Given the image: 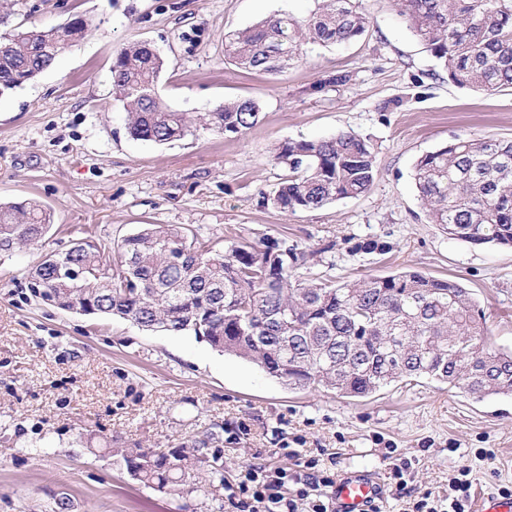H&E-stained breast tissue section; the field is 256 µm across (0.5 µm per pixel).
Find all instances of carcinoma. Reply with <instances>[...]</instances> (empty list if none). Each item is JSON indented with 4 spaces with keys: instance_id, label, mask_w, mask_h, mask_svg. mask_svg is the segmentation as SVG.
I'll use <instances>...</instances> for the list:
<instances>
[{
    "instance_id": "obj_1",
    "label": "carcinoma",
    "mask_w": 512,
    "mask_h": 512,
    "mask_svg": "<svg viewBox=\"0 0 512 512\" xmlns=\"http://www.w3.org/2000/svg\"><path fill=\"white\" fill-rule=\"evenodd\" d=\"M309 17L272 15L227 34L235 63L275 74L307 44L340 45L363 36L359 0H315ZM404 24L459 87L488 93L512 88V0H393ZM75 16L49 29H9L0 13V98L49 69L88 30ZM164 60L141 42L112 63V90L136 140L158 145L184 137L192 121L157 92ZM259 120L252 100L227 103L208 125L238 137ZM278 159L292 175L263 207L319 209L367 192L375 157L352 133L284 143ZM415 186L432 223L474 245L512 244V141L456 138L422 156ZM50 214L37 202L0 203V255L39 242ZM307 254L283 240L220 248L174 224H142L116 244L115 257L81 239L46 254L30 272L31 295L63 311L115 316L147 331L191 332L215 349L252 361L292 389L320 385L363 398L407 380L429 379L477 400L512 393V351L497 348L472 293L458 282L404 270L352 281L313 282L300 269ZM82 270L77 280L61 266ZM209 440L173 449L118 448L129 475L180 495L206 474L224 481V462Z\"/></svg>"
}]
</instances>
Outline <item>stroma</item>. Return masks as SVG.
<instances>
[{
    "label": "stroma",
    "mask_w": 512,
    "mask_h": 512,
    "mask_svg": "<svg viewBox=\"0 0 512 512\" xmlns=\"http://www.w3.org/2000/svg\"><path fill=\"white\" fill-rule=\"evenodd\" d=\"M362 38L311 45L277 74L242 69L224 37L279 12L307 17L314 0H7L11 23L48 29L75 15L91 27L35 80L0 99V200H39L53 225L0 257V512H238L248 468L313 459L334 476L368 472L387 491L394 458L412 462L413 496L445 495L470 467L468 512L512 485V395L473 399L421 379L360 399L293 390L254 363L191 333L145 331L119 318L37 302L28 272L92 231L116 245L138 225L181 224L219 241L285 239L309 256L306 278L350 280L405 268L454 278L478 301L497 347L512 348V247L449 238L415 188L418 159L456 137L512 140V91L460 88L399 21L390 0H361ZM147 42L165 60L159 93L195 123L183 139H133L112 93L117 53ZM250 99L257 124L240 137L202 126L224 102ZM376 157L366 193L315 210L260 204L288 175L290 140L339 133ZM376 241L386 253L360 251ZM218 433L223 482L197 479L165 495L132 480L120 448H176Z\"/></svg>",
    "instance_id": "35a3bbf8"
}]
</instances>
